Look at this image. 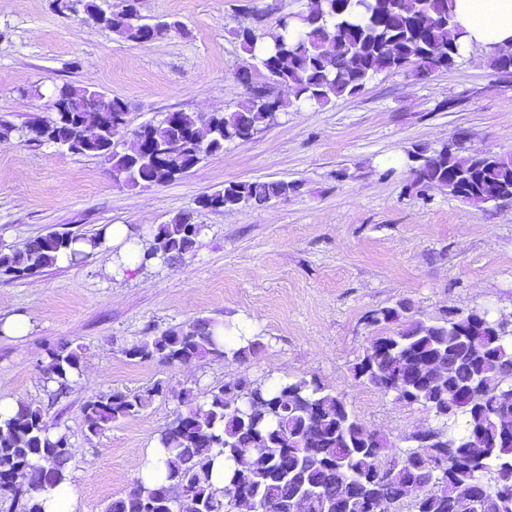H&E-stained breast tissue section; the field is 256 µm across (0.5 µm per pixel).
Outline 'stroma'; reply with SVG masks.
I'll return each instance as SVG.
<instances>
[{"label": "stroma", "mask_w": 512, "mask_h": 512, "mask_svg": "<svg viewBox=\"0 0 512 512\" xmlns=\"http://www.w3.org/2000/svg\"><path fill=\"white\" fill-rule=\"evenodd\" d=\"M309 0H140L142 15L178 22L145 43L117 39L84 13L54 0H0V119L47 116L56 85L121 99L127 128L166 113L230 112L246 96L235 78L252 59L232 29L273 26ZM225 145L190 172L132 188L101 159L43 142L0 143V249L48 230L92 233L127 225L135 236L194 209L204 193L243 180L301 182L299 193L260 208L203 211L204 230L180 264L120 271L123 245L36 276L0 280V318L20 315L29 333L0 332V400L42 406L69 438L75 512H104L138 478L158 430L182 392L204 403L242 379L315 377L358 421L400 456L411 436L434 426L432 412L362 384L352 368L374 336L367 316L408 300L418 318L489 310L512 329V201L475 207L414 185L406 153L462 140L473 153H512V77L488 56L448 69L383 73L352 97L296 110ZM210 318L262 336L248 362L207 358L188 365L130 359L143 337ZM80 348L81 371L66 394L45 375L48 352ZM165 391L137 416L87 436L81 406L94 394Z\"/></svg>", "instance_id": "35a3bbf8"}]
</instances>
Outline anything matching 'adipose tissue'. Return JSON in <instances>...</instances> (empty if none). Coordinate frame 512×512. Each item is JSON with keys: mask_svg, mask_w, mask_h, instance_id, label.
<instances>
[{"mask_svg": "<svg viewBox=\"0 0 512 512\" xmlns=\"http://www.w3.org/2000/svg\"><path fill=\"white\" fill-rule=\"evenodd\" d=\"M451 10L464 32L462 53L488 55L512 41V0H452Z\"/></svg>", "mask_w": 512, "mask_h": 512, "instance_id": "1", "label": "adipose tissue"}]
</instances>
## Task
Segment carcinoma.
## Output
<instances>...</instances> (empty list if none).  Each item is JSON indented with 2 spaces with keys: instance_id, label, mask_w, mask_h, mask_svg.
Listing matches in <instances>:
<instances>
[{
  "instance_id": "1",
  "label": "carcinoma",
  "mask_w": 512,
  "mask_h": 512,
  "mask_svg": "<svg viewBox=\"0 0 512 512\" xmlns=\"http://www.w3.org/2000/svg\"><path fill=\"white\" fill-rule=\"evenodd\" d=\"M81 8L118 39L144 43L165 36L177 23L159 21L147 27L130 21L135 0L119 11L98 0H79ZM299 26L281 17L274 28L258 34L250 27L232 36L256 60L255 72L235 73L248 97L232 112H175L116 144L113 116L125 112L118 98L64 83L54 97L62 111L35 117L23 126L0 120V142L52 141L61 148L102 159L114 181L136 187L171 181L205 157L266 129L277 119L283 102L255 87L254 73L265 86L287 87L296 108L324 107L352 96L383 72H395L427 58L451 67L461 57L462 34L448 0H316ZM491 66L512 74V43L494 50ZM174 142L173 153L155 164L143 153V140ZM421 168L413 184L448 191L469 204L490 197H512V154H468L448 148L419 147L407 152ZM286 180L237 181L204 193L196 210L176 214L157 226L154 245L138 255L139 266H171L192 254L204 225L194 212L210 206L224 210L262 207L299 191ZM106 227L91 235L52 230L31 239L24 249L0 251V279L22 280L57 263L70 251L79 261L105 243ZM84 242L89 249L72 245ZM422 320L409 315L406 301L372 311L371 324L387 325L353 366L361 383L386 394L391 388L412 390V403L433 412L438 425L430 436L399 457L387 454L388 441L358 422L344 401L315 378L277 384L242 380L211 392L203 404L182 395L183 410L161 430L157 444L168 455L159 484L137 479L123 497L104 512H233L238 491L254 506L279 500L284 512L299 497L311 501L309 512H371L375 492L390 503L414 496V512H457L455 494L474 488L482 478L495 479L479 512H512V329L494 331L485 312L486 334L476 350L460 333L470 324ZM224 324L198 318L177 328L146 336L126 351L132 359L189 364L206 357L244 363L264 347L259 336L231 340ZM433 359L448 369V384L414 382L418 365ZM48 380L61 393L81 370V353L61 348L51 352ZM164 394L162 383L136 393H100L82 405L85 432L96 436L114 423L138 415L153 397ZM224 457V486L211 482L214 459ZM72 456L68 437L53 431L44 409L17 402L14 415L0 419V492L9 494L21 512H44L41 495L69 479ZM187 485L177 503L165 499L170 485Z\"/></svg>"
}]
</instances>
